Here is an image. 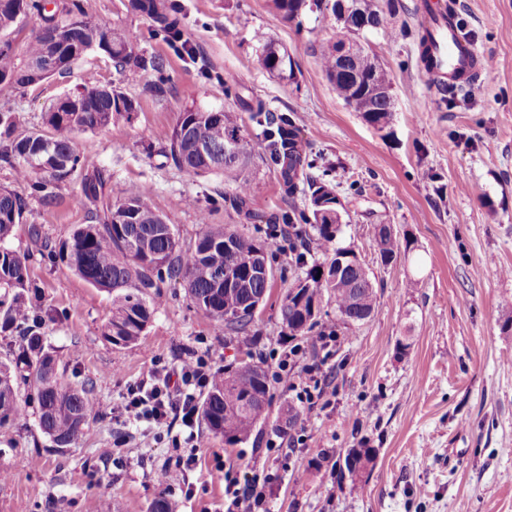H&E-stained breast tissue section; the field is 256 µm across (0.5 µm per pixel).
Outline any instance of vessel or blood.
Here are the masks:
<instances>
[{"label": "vessel or blood", "instance_id": "vessel-or-blood-1", "mask_svg": "<svg viewBox=\"0 0 512 512\" xmlns=\"http://www.w3.org/2000/svg\"><path fill=\"white\" fill-rule=\"evenodd\" d=\"M422 15L425 41L418 47L419 62L429 85L449 88L474 76L488 82L490 71L475 43L461 34L456 9L440 0H423Z\"/></svg>", "mask_w": 512, "mask_h": 512}]
</instances>
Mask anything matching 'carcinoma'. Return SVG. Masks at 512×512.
I'll return each mask as SVG.
<instances>
[{"mask_svg": "<svg viewBox=\"0 0 512 512\" xmlns=\"http://www.w3.org/2000/svg\"><path fill=\"white\" fill-rule=\"evenodd\" d=\"M275 8L291 21L306 5V0H273ZM363 15H350L338 24L339 33L351 37L366 23L378 30L386 25L384 13L375 0H360ZM131 7L153 22L155 35L173 46L182 42L180 11L172 0H131ZM44 10L39 2L7 0L0 7V73H8L22 87L30 85L29 75L42 71L46 76L68 69L64 51L46 40L35 37L21 52L12 47L18 19L31 9ZM67 18L53 13L43 21L64 34L67 48L80 58L87 51L111 41L106 52L115 68L122 73L148 69L157 74L156 89L168 81L163 65L146 58L140 43L118 33H108L97 18L77 0L64 10ZM258 62L283 80L293 79L288 50L276 48L275 42L261 37ZM321 66L333 83L337 95L346 103L356 102L355 110L374 125L385 127L392 117L393 102L374 89L391 87L386 70L375 64V57L363 51L356 59H342L329 48L322 50ZM224 85V97L234 99L250 113L259 129L252 135L242 129L229 111L216 118L210 111L185 108L179 112L165 157L187 177L219 172L238 184L242 195L239 208L248 207L247 188L238 183L239 165L261 152L279 170L282 188L288 197L297 193L305 182L310 191L309 203L292 204L288 210L271 215L260 228L263 235L240 231L230 224H211L202 217L196 238L180 240L175 226L164 221L136 187L125 191L106 190L103 173L96 171L83 178V197L94 207L96 223L76 228L59 248L47 250L52 262H61L89 285L112 293V316L103 326L105 336L114 346H129L139 341L156 312V298L166 282L181 280L195 308L206 317L225 324L235 333L245 332L254 321L252 306L266 300L274 278L255 276L251 268L260 264L273 267L274 236L277 226L288 225L293 235L281 247L288 249L295 267L292 281L281 296L279 317L289 335L317 331L322 335L328 326L313 319V308H321L328 299L336 305V315L345 327L366 322L375 310L376 293L363 264L348 258L352 250L336 247L330 259L307 265L310 243L324 246L335 243L341 223L327 218L326 210H336L333 182L336 171L320 167L310 145L301 136L291 113L276 114L260 99L242 98L235 84L215 76ZM79 111L48 112L47 130L15 135L16 112L0 107V140L5 149L0 155L15 166L18 178L32 181L36 193L51 196L54 189L82 166L74 134L78 131L106 128L112 120L131 114L135 100L123 92L105 86H92L77 94ZM231 147L226 154L225 147ZM26 202L6 188H0V326L13 327L22 338V351L9 362L0 361V424L19 422L25 417L27 398L39 405L40 428L58 448L74 445L83 435L90 419L97 414L93 387L73 388L58 377L57 360L46 348L40 332L42 318L17 295L13 288L31 287L30 253L6 246L14 227L20 223ZM132 212L130 222L118 223L115 215ZM374 237L381 260L396 256V239L384 228L374 227ZM230 240L232 248L224 249ZM233 270L239 280L231 290L224 287V272ZM198 412L207 429L222 435L228 443H242L254 430L270 420V381L258 364H243L226 369L212 385ZM375 450L352 448L345 456L349 476H361L373 466Z\"/></svg>", "mask_w": 512, "mask_h": 512, "instance_id": "carcinoma-1", "label": "carcinoma"}]
</instances>
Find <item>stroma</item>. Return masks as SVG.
Listing matches in <instances>:
<instances>
[{
  "mask_svg": "<svg viewBox=\"0 0 512 512\" xmlns=\"http://www.w3.org/2000/svg\"><path fill=\"white\" fill-rule=\"evenodd\" d=\"M176 2L184 51L155 39L151 21L129 0H85L103 27L136 38L162 61L172 78L165 92L152 89V72L118 75L98 50L39 84L0 83V102L16 112L21 134L42 130L57 99L86 85L110 84L137 102L131 117L76 133L84 166L50 198L33 195L29 182L0 161V187L28 202L9 242L32 254L37 291L24 299L41 311L61 380L76 388L94 382L101 404L69 448L53 447L41 433L33 400L21 422L0 427V512H146L161 495L179 512H224L225 469L264 466L282 477L270 512H512V330H504L502 310L512 301V0H456L461 31L494 79L453 95L432 89L419 67L413 32L422 25L421 0H380L385 28L359 41L392 84L394 112L383 129L346 105L321 67V50L336 39L332 15L308 11L291 22L272 0ZM261 33L287 47L292 80L260 66ZM210 70L240 84L245 99L293 113L321 164L335 169L343 206L337 244L364 264L377 301L372 317L351 329L323 303L321 321L337 330L332 355L315 335L300 337L308 363L336 388L329 404L289 427V434H306L304 446L279 458L267 449L279 436L272 426L229 445L200 422L193 442L199 464L187 486H168L154 475L179 456L169 436L181 432V422H129L122 411L129 385L145 376L151 358L175 367L195 353L209 356L216 372L249 360L276 372L275 354L289 342L278 316L285 282L274 280L253 336L207 318L183 282L168 283L140 340L116 347L102 335L111 294L42 261L30 230L57 244L90 223L80 199L84 175L95 169L111 184L140 187L182 240L196 237L204 213L211 223L251 229L231 206L234 184L219 173L186 177L163 155L187 106L232 112L251 128L248 112L207 78ZM242 176L257 210L308 201L301 192L286 197L277 169L261 157ZM379 222L392 226L399 243L388 265L372 234ZM363 443L376 451L370 472L357 481L339 478L348 450ZM104 448L111 458H101Z\"/></svg>",
  "mask_w": 512,
  "mask_h": 512,
  "instance_id": "35a3bbf8",
  "label": "stroma"
}]
</instances>
